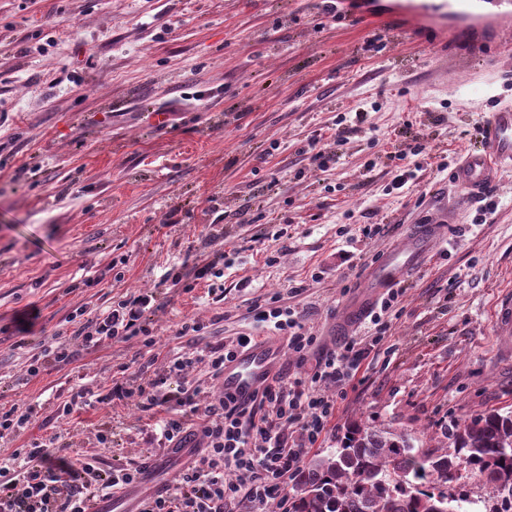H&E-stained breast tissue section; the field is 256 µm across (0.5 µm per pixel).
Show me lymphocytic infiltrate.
<instances>
[{
    "mask_svg": "<svg viewBox=\"0 0 512 512\" xmlns=\"http://www.w3.org/2000/svg\"><path fill=\"white\" fill-rule=\"evenodd\" d=\"M400 295V289L391 288L379 298L369 313L372 334L347 337L339 347L322 351L306 376L275 375L248 401L223 394L201 403L200 385L185 373L202 362L211 378H221L225 363L249 344L246 336L185 352L160 371L154 370L153 360H145L135 379L115 383L106 400L133 399L142 411L156 415L160 447L196 450L182 477L153 497L145 512H252L255 505L281 497L308 449L336 415L337 398L322 394V386H342L355 377L384 341L390 329L385 316ZM152 301L146 292L130 294L95 318L72 320L69 340L55 342L32 357L28 375H38L48 358L58 363L77 359L79 349L70 345L74 339L80 341V349L138 336L144 347L154 346L147 323ZM253 309L260 322L286 338L298 361H305L315 349L316 339L300 313L282 304L280 296H270ZM288 425L300 426L301 442H288L283 434ZM6 468L12 476L0 482V512H86L89 501L108 499L115 490L137 484L144 472L143 465L135 464L105 479L94 461L73 460L67 449L44 443L14 450ZM228 468L235 471L234 480L225 478Z\"/></svg>",
    "mask_w": 512,
    "mask_h": 512,
    "instance_id": "obj_1",
    "label": "lymphocytic infiltrate"
}]
</instances>
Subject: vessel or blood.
<instances>
[{
	"mask_svg": "<svg viewBox=\"0 0 512 512\" xmlns=\"http://www.w3.org/2000/svg\"><path fill=\"white\" fill-rule=\"evenodd\" d=\"M338 13L349 23L374 32H392L417 48L429 47L433 38L451 36L473 50L512 53V0H391L388 10L352 13L347 0H336ZM512 169V106L491 112L482 126V144L465 152L454 170V180L474 199L495 185L504 169ZM443 224H415L399 247H388L364 272L365 290L348 305L344 325L358 322L375 299L402 279L425 268L435 245L447 237ZM279 337L258 339L225 365L221 386L238 399L249 398L273 376L282 354ZM168 487L158 465L147 468L139 489L114 496V512H144L149 497Z\"/></svg>",
	"mask_w": 512,
	"mask_h": 512,
	"instance_id": "vessel-or-blood-1",
	"label": "vessel or blood"
}]
</instances>
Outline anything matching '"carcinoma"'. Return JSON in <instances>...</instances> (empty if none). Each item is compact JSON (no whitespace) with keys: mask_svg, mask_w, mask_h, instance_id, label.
Masks as SVG:
<instances>
[{"mask_svg":"<svg viewBox=\"0 0 512 512\" xmlns=\"http://www.w3.org/2000/svg\"><path fill=\"white\" fill-rule=\"evenodd\" d=\"M449 448H417L404 432L351 424L340 448L310 459L295 478L289 512H468L470 485L512 512V411L478 415L448 434Z\"/></svg>","mask_w":512,"mask_h":512,"instance_id":"cac0c4a2","label":"carcinoma"}]
</instances>
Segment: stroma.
<instances>
[{
  "instance_id": "1",
  "label": "stroma",
  "mask_w": 512,
  "mask_h": 512,
  "mask_svg": "<svg viewBox=\"0 0 512 512\" xmlns=\"http://www.w3.org/2000/svg\"><path fill=\"white\" fill-rule=\"evenodd\" d=\"M442 61L329 21L319 0H0V411L36 410L0 437V459L51 441L111 476L156 460L180 477L133 402L60 416L76 380L103 394L142 355L161 366L257 335L250 308L272 293L320 345L365 335L366 322L342 326L347 304L413 224L449 223L447 243L402 282L385 353L346 384L314 453L336 450L354 422L444 448L474 416L512 411V338L496 324L512 294V171L487 211L459 206L449 171L490 112L512 105V60L489 84L474 68L435 80ZM316 134L335 155L324 171L309 159ZM418 143L419 169L394 188L393 154ZM366 224L380 234L363 239ZM203 249L233 253L223 297L165 286ZM150 289L153 347L105 341L28 375L73 311L92 318ZM187 318L201 335L176 336Z\"/></svg>"
}]
</instances>
